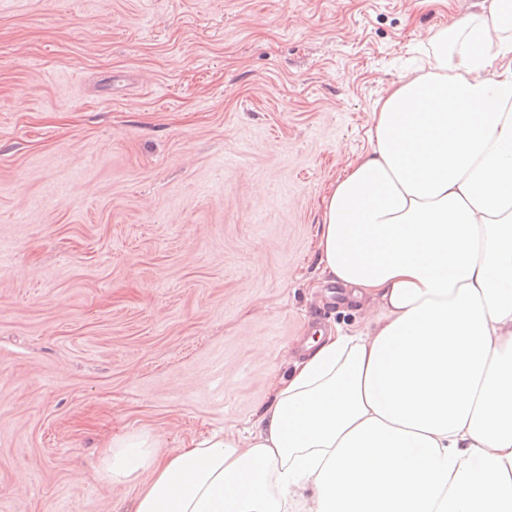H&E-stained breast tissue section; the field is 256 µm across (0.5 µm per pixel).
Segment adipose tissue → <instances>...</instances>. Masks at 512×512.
Segmentation results:
<instances>
[{"instance_id": "adipose-tissue-1", "label": "adipose tissue", "mask_w": 512, "mask_h": 512, "mask_svg": "<svg viewBox=\"0 0 512 512\" xmlns=\"http://www.w3.org/2000/svg\"><path fill=\"white\" fill-rule=\"evenodd\" d=\"M323 200L322 275L375 316L307 342L245 430L108 446L128 512H512V0L432 38Z\"/></svg>"}]
</instances>
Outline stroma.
Listing matches in <instances>:
<instances>
[{
  "label": "stroma",
  "mask_w": 512,
  "mask_h": 512,
  "mask_svg": "<svg viewBox=\"0 0 512 512\" xmlns=\"http://www.w3.org/2000/svg\"><path fill=\"white\" fill-rule=\"evenodd\" d=\"M478 0H0V512H124L112 442L250 427L319 328L322 201Z\"/></svg>",
  "instance_id": "stroma-1"
}]
</instances>
